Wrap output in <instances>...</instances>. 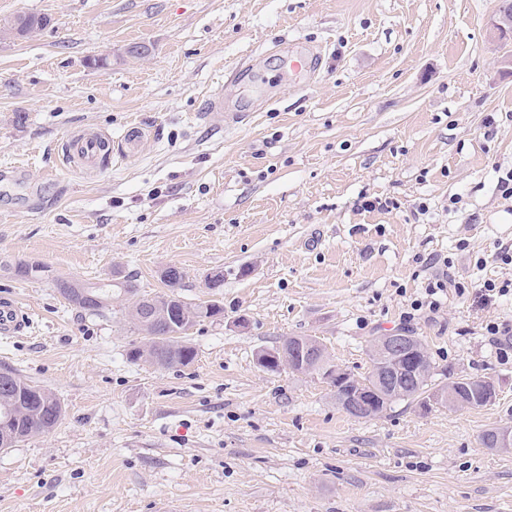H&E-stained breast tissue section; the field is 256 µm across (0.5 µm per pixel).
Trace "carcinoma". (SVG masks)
I'll list each match as a JSON object with an SVG mask.
<instances>
[{"label": "carcinoma", "mask_w": 512, "mask_h": 512, "mask_svg": "<svg viewBox=\"0 0 512 512\" xmlns=\"http://www.w3.org/2000/svg\"><path fill=\"white\" fill-rule=\"evenodd\" d=\"M118 284L81 283L75 280L55 279L60 295L71 305L94 316H102L114 309L113 303L124 301V297L139 295V285L131 276H115ZM161 280L169 292L156 295L154 299H167L170 309L165 318L151 327L136 322L131 314H126L127 321L139 334L143 342L152 348L154 360L151 364L163 369L185 367L193 362L195 349L188 342L189 330L198 322L213 319L224 311L219 301L196 304L186 301L178 289L183 287V273L171 266L163 272ZM90 289L101 298V302L86 307L75 300L76 290ZM435 366L428 362V375L418 381L410 382L405 393L399 397L383 402V409L390 408L398 401H417L427 406V400L433 390L438 388L434 380ZM487 378L463 376L454 381V386L462 400L467 401L474 392L485 386ZM65 410L59 399L48 389L35 386L13 375L9 388L0 387V424L10 418L9 428L28 440L52 431L64 417Z\"/></svg>", "instance_id": "carcinoma-1"}]
</instances>
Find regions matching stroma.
I'll return each instance as SVG.
<instances>
[{"mask_svg":"<svg viewBox=\"0 0 512 512\" xmlns=\"http://www.w3.org/2000/svg\"><path fill=\"white\" fill-rule=\"evenodd\" d=\"M498 0H0V297L32 324L0 338V372L51 390L65 417L0 451V512H512V47L489 40ZM319 48L317 74L278 47ZM103 57L106 67L93 65ZM262 79L250 88L239 66ZM215 95L235 124L197 115ZM108 136V164L73 171L63 146ZM389 201L369 209V201ZM36 262L34 277L16 272ZM219 300L186 367L127 357L120 310L91 316L58 277L113 273ZM224 286H206L213 271ZM443 281L436 311L415 312ZM413 319H406V312ZM418 336L438 369L490 378L468 410L400 401L356 419L316 374L256 355L314 336L338 366L373 338Z\"/></svg>","mask_w":512,"mask_h":512,"instance_id":"stroma-1","label":"stroma"}]
</instances>
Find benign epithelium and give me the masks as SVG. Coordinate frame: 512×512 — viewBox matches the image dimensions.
Wrapping results in <instances>:
<instances>
[{
	"label": "benign epithelium",
	"mask_w": 512,
	"mask_h": 512,
	"mask_svg": "<svg viewBox=\"0 0 512 512\" xmlns=\"http://www.w3.org/2000/svg\"><path fill=\"white\" fill-rule=\"evenodd\" d=\"M492 41L506 45L512 41V6L497 8L487 22ZM293 354L288 356V366L313 369L324 365L328 353L314 336L295 339ZM373 363L370 376L380 389L395 393L400 391V382L407 377H422L426 374V357L420 341L403 333H392L374 339L370 347ZM337 381L343 383L344 391L336 395L337 404L355 418H366L372 412L373 399L366 383L350 372L338 367ZM492 447L502 451L512 450V427L502 428L490 439Z\"/></svg>",
	"instance_id": "obj_1"
}]
</instances>
